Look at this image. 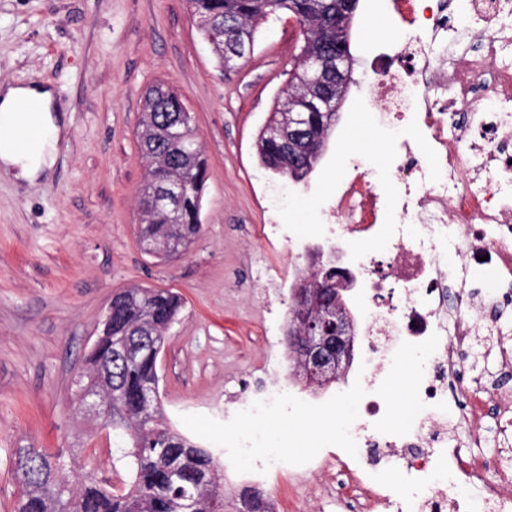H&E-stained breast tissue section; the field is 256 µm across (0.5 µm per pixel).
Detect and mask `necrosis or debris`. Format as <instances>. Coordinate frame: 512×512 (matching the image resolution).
Returning a JSON list of instances; mask_svg holds the SVG:
<instances>
[{"instance_id": "necrosis-or-debris-1", "label": "necrosis or debris", "mask_w": 512, "mask_h": 512, "mask_svg": "<svg viewBox=\"0 0 512 512\" xmlns=\"http://www.w3.org/2000/svg\"><path fill=\"white\" fill-rule=\"evenodd\" d=\"M398 50L373 72L384 155L357 159L316 235L342 242L362 290L352 310L359 357L337 389L336 444L320 457L283 455L264 428L302 386L275 378L239 401L225 436L237 472L287 468L352 475L354 512H512V431L485 451V418L512 420V388L465 380L481 335L498 371L512 344V0H384ZM407 370L411 408L388 422L387 388ZM265 459L253 461L251 449Z\"/></svg>"}]
</instances>
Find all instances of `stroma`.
Listing matches in <instances>:
<instances>
[{
	"label": "stroma",
	"mask_w": 512,
	"mask_h": 512,
	"mask_svg": "<svg viewBox=\"0 0 512 512\" xmlns=\"http://www.w3.org/2000/svg\"><path fill=\"white\" fill-rule=\"evenodd\" d=\"M297 26L261 22L252 55L219 67L186 0H0V84L47 86L69 126L54 167L36 184L0 174V512H13L16 449L65 450L78 473L125 478L118 439L76 409L72 381L102 330L113 295L167 288L184 307L158 359L159 393L178 431L224 457V407L270 380L282 339L264 334L268 299L256 260L306 265V241L266 245V224L303 231L349 163L381 154L361 112L375 64L395 51L380 0H360L351 30L352 83L324 154L306 181L261 164L259 132L294 65ZM164 83L191 113L207 160L201 231L180 257L143 254L136 232L146 165L137 144L145 94ZM287 452L322 455L331 413L267 423ZM317 474L273 473L276 512H318L305 498Z\"/></svg>",
	"instance_id": "1"
}]
</instances>
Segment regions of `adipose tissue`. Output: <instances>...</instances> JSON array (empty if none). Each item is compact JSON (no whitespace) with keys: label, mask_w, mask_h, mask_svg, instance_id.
I'll list each match as a JSON object with an SVG mask.
<instances>
[{"label":"adipose tissue","mask_w":512,"mask_h":512,"mask_svg":"<svg viewBox=\"0 0 512 512\" xmlns=\"http://www.w3.org/2000/svg\"><path fill=\"white\" fill-rule=\"evenodd\" d=\"M33 101L39 104L40 111L35 124L30 126L23 109ZM29 127L34 130L37 147L23 153L17 148V135ZM64 130V118L50 90L35 83L0 87L1 170L27 182H36L55 164Z\"/></svg>","instance_id":"obj_1"}]
</instances>
